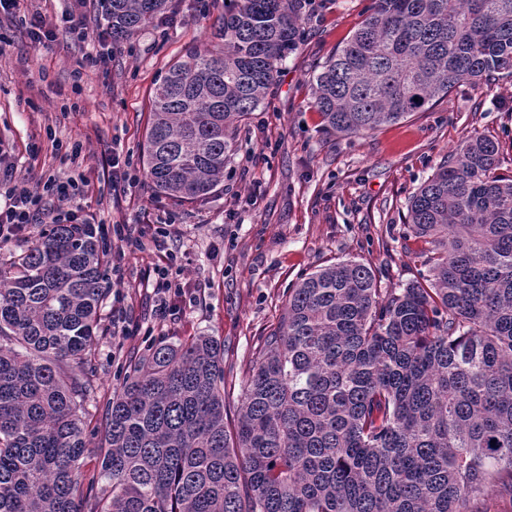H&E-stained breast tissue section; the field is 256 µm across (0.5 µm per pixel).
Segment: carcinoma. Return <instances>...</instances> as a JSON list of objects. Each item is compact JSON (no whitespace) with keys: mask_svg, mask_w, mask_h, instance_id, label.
Segmentation results:
<instances>
[{"mask_svg":"<svg viewBox=\"0 0 512 512\" xmlns=\"http://www.w3.org/2000/svg\"><path fill=\"white\" fill-rule=\"evenodd\" d=\"M168 0H103L119 42ZM302 0H224L215 44L188 50L151 95L143 151L180 202L224 183L229 127L298 49ZM495 74L512 77V0H374L320 66L327 130L397 123ZM500 145L462 142L411 196L426 283L383 288L354 260L289 290L224 421V343H160L112 394L99 480L92 357L109 296L90 224H47L0 255V512H473L512 502V175Z\"/></svg>","mask_w":512,"mask_h":512,"instance_id":"cac0c4a2","label":"carcinoma"}]
</instances>
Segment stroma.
<instances>
[{
	"mask_svg": "<svg viewBox=\"0 0 512 512\" xmlns=\"http://www.w3.org/2000/svg\"><path fill=\"white\" fill-rule=\"evenodd\" d=\"M373 0H308L303 40L279 67L264 105L230 128L235 152L224 183L206 199L179 203L157 196L141 145L150 119L151 90L187 48L212 39V19L224 0H172V24L145 29L114 44L105 67L88 68L95 39L60 35L35 47L23 11L0 17V144L10 171L0 170V193L16 181L85 172L83 203L103 224L161 225L176 219L183 233L170 248L186 262L197 301L178 319L154 310L139 281L158 257L153 245L126 252L116 268L130 291L126 303L150 335L116 336L112 310L102 311L96 343L94 405L104 421L113 391L133 356L161 342L212 336L224 343L225 420L233 422L244 377L261 338L274 327L292 288L317 267L341 260L370 266L382 287L423 280V243L409 236L407 203L467 136L498 140L503 172H512V78L454 90L444 101L363 138L326 132L312 106V76L369 15ZM82 70L74 79V70ZM82 152L66 157L73 144ZM118 156L129 181L119 187L99 175Z\"/></svg>",
	"mask_w": 512,
	"mask_h": 512,
	"instance_id": "obj_1",
	"label": "stroma"
}]
</instances>
